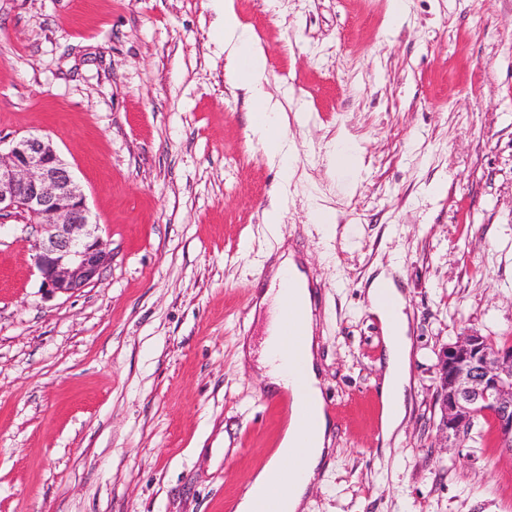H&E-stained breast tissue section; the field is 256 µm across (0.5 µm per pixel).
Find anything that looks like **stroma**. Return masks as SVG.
Listing matches in <instances>:
<instances>
[{
	"label": "stroma",
	"mask_w": 512,
	"mask_h": 512,
	"mask_svg": "<svg viewBox=\"0 0 512 512\" xmlns=\"http://www.w3.org/2000/svg\"><path fill=\"white\" fill-rule=\"evenodd\" d=\"M298 156L289 186L224 76L211 0H0V148L48 137L111 259L46 296L35 225L0 222V512H225L286 419L237 348L260 346L264 257L317 285L328 474L306 512H512L492 417L441 447L439 350L512 341V0H233ZM349 137L358 172L327 151ZM285 206L277 233L264 211ZM332 209L333 237L311 222ZM410 320L399 440L381 434L385 344L367 289Z\"/></svg>",
	"instance_id": "obj_1"
}]
</instances>
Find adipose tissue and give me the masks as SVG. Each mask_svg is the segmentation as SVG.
<instances>
[{
    "mask_svg": "<svg viewBox=\"0 0 512 512\" xmlns=\"http://www.w3.org/2000/svg\"><path fill=\"white\" fill-rule=\"evenodd\" d=\"M223 19L224 47L228 51L227 75L235 86L246 88L251 97V133L268 157L276 160L282 182H290L297 157L288 145L287 117L278 102L264 91L267 57L263 48L241 25L232 0H213ZM271 285L257 292V304L265 308L267 324L260 354L241 346V363H257L270 390L293 394L294 410H306L312 425L308 441H301L295 425H287L268 462L255 474L251 490L237 504V512H257L256 494L276 496L281 512H304L312 485L322 474L332 442L330 418L323 408L318 342L313 320L305 322V385L294 389L285 361L274 354L282 305L288 300L313 306L314 293L309 278L294 251L281 252L271 269ZM369 308L382 325L386 356L381 386L385 413L384 439L397 437L407 413L406 391L410 381L411 338L404 312L403 294L392 274L381 273L367 290Z\"/></svg>",
    "mask_w": 512,
    "mask_h": 512,
    "instance_id": "ef3b65f1",
    "label": "adipose tissue"
}]
</instances>
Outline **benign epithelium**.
Returning a JSON list of instances; mask_svg holds the SVG:
<instances>
[{"mask_svg": "<svg viewBox=\"0 0 512 512\" xmlns=\"http://www.w3.org/2000/svg\"><path fill=\"white\" fill-rule=\"evenodd\" d=\"M23 216L44 230L34 263L46 292L71 294L92 283L110 260L86 199L53 143L30 135L0 152V219ZM437 435L461 445L476 416L495 417L502 451L512 455V349L487 346L469 330L438 354Z\"/></svg>", "mask_w": 512, "mask_h": 512, "instance_id": "7a95c632", "label": "benign epithelium"}]
</instances>
